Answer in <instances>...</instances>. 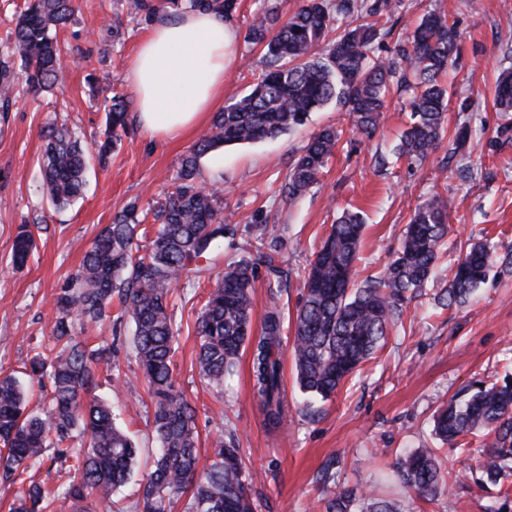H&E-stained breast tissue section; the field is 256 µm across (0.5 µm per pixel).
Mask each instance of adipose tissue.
<instances>
[{
  "mask_svg": "<svg viewBox=\"0 0 512 512\" xmlns=\"http://www.w3.org/2000/svg\"><path fill=\"white\" fill-rule=\"evenodd\" d=\"M237 42L236 29L214 12L158 21L125 75L137 95V123L165 139L193 128L223 91Z\"/></svg>",
  "mask_w": 512,
  "mask_h": 512,
  "instance_id": "1",
  "label": "adipose tissue"
}]
</instances>
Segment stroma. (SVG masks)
<instances>
[{
  "mask_svg": "<svg viewBox=\"0 0 512 512\" xmlns=\"http://www.w3.org/2000/svg\"><path fill=\"white\" fill-rule=\"evenodd\" d=\"M300 0H239L231 23L237 54L224 76V102L243 96L264 71L262 45L247 32L252 18L270 8L288 15ZM76 12L60 34L72 64L58 88L37 95L16 82L8 111L0 112V375H21L25 363L51 343L57 317L55 297L71 283L92 242L116 212L140 208L174 189L183 157L203 134L196 127L175 140L150 135L138 124L106 167L92 166L82 195L62 208L43 197L40 162L44 132L64 123L93 139L104 127V98H134L125 79L141 41L152 27L130 18L126 0H75ZM445 13L453 23L459 53L449 67L446 137L465 125V156L441 147L421 161L393 160L410 123L407 99L394 96L380 127L366 137L351 131L336 106L312 113L308 123L275 139L228 147L202 158L201 179L220 184L225 223L238 227L261 220L282 229L280 260L289 277L278 307L292 318L301 296L300 275L346 210L364 218L358 280L378 279L397 250L415 206L432 192L448 200L449 257L481 237L512 245V116L495 108L496 75L512 68V0H402L393 30L372 56L387 59L404 33L426 12ZM110 73L111 83L89 84V74ZM341 129L342 138L318 182L302 196L281 198L292 156L321 128ZM29 225L35 248L23 268L12 263L22 225ZM223 270L209 265L201 279L180 285L173 297L181 325L174 357L175 377L197 410L202 457H209L216 433L234 441L247 468L255 512H323L324 468L357 492L403 499L406 512H512V497L477 481L483 448L494 439L481 431L467 450L448 448L432 434L433 415L455 393L480 380L493 383L512 373V273L491 271L487 282L461 306L440 308L436 295L447 288V259L439 260L423 296L413 301L385 345L349 378L332 399L305 407L294 380L290 343H283L284 386L290 409L279 429L269 430L253 393L251 356L242 353L223 392L206 387L195 365V322ZM133 326L104 322L85 330L92 346L110 348L117 370L101 369L99 396L111 401L118 423L139 445L138 469L147 471L156 446L153 403L132 344ZM434 448L449 473L444 501L429 502L405 493L393 465L405 452ZM451 510H444V503Z\"/></svg>",
  "mask_w": 512,
  "mask_h": 512,
  "instance_id": "35a3bbf8",
  "label": "stroma"
}]
</instances>
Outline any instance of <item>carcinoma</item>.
<instances>
[{"label": "carcinoma", "instance_id": "obj_1", "mask_svg": "<svg viewBox=\"0 0 512 512\" xmlns=\"http://www.w3.org/2000/svg\"><path fill=\"white\" fill-rule=\"evenodd\" d=\"M178 17L212 11L224 17L238 8L237 0H169ZM400 7L399 0H301L282 19L270 11L254 19L248 39L264 46L266 70L245 96L215 113L211 127L186 154L176 175L177 185L152 206L153 238L138 254V206L123 208L106 225L84 255L71 285L56 298L59 315L52 345L35 354L26 375L49 384L48 407L28 411V392L14 376L0 378V478L16 481L40 467L45 453L56 449L70 459V440L86 438L75 455L74 471L65 492L70 512H94L89 500L115 504L137 463L136 442L118 428L111 406L95 394L100 365L107 349H92L77 336L73 320L82 325L130 317L133 345L148 394L154 402L153 428L159 448L142 487V512H171L174 500L190 489L187 512H254L249 488L253 474L239 449L217 437L213 459L198 474L199 456L194 406L177 386L174 355L179 328L170 310V295L180 283L203 272L199 260L224 251V240L243 252L224 262V274L209 293L195 322L199 340L197 367L211 387L224 385L241 352L252 350L253 390L268 427H280L288 413L280 348L284 320L270 306L261 334L251 335L253 283L258 267L269 283L279 286L288 270L279 261L281 236L275 227L252 225L244 242L238 228L224 223L220 189L199 183L200 161L227 145L253 144L306 124L310 113L335 103L345 109L351 130L370 135L379 126L394 93L410 95L411 123L394 155L423 159L444 139L447 90L439 75L458 55L457 35L446 17L424 14L407 38L395 46L396 56L373 60L370 53L381 35V22ZM74 11V0H29L11 33L13 63L35 94L54 88L66 69L58 40ZM347 14L359 23L321 45L336 17ZM13 68L0 63V100L11 99ZM495 105L512 112V68L501 72L494 90ZM105 129L86 144L74 131L50 127L43 156V189L50 202L64 205L81 192L93 160L103 164L127 133L131 102L121 95L103 101ZM340 140L331 127L314 133L291 164L281 194L292 201L318 180ZM363 224L357 212L342 214L304 268L303 292L293 319L292 355L295 382L307 401L332 396L356 368L381 347L405 305L422 295L449 233L448 204L438 193L416 205L405 225L400 249L377 281L356 283ZM34 247L30 230L16 237L13 262L24 266ZM497 257V244L486 238L471 244L450 266L449 288L437 298L447 308L462 304L483 284ZM489 429L495 438L482 455L480 481L503 485L512 478V375L502 383L474 382L434 417L436 438L450 448ZM404 488L423 500L441 497L447 478L432 448H417L396 463ZM324 512H403L400 500L369 494L355 497L324 471L321 477ZM55 494L28 477L13 512H47Z\"/></svg>", "mask_w": 512, "mask_h": 512}]
</instances>
